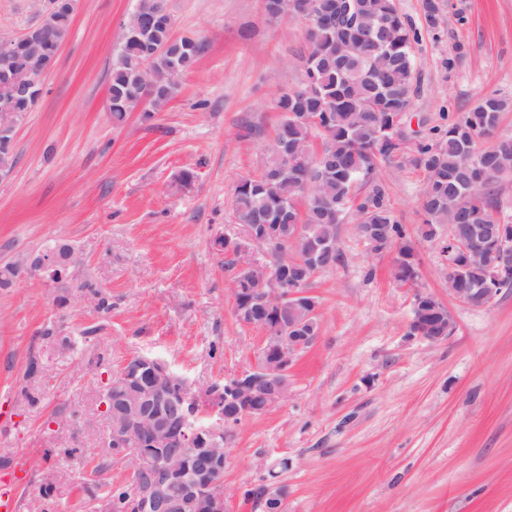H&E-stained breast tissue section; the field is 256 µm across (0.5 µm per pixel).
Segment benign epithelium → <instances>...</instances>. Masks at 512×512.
<instances>
[{
  "mask_svg": "<svg viewBox=\"0 0 512 512\" xmlns=\"http://www.w3.org/2000/svg\"><path fill=\"white\" fill-rule=\"evenodd\" d=\"M62 43L50 44L42 26H33L20 38L0 47V146H14L22 121L11 111L13 89H44V80L53 70ZM232 246L266 248L277 253V237L259 233L251 224L238 225V233L227 236ZM336 247L327 237L310 243L305 258L316 264L317 257ZM74 248L60 240L55 248L30 253L7 263L15 273L14 282L37 280L46 286L75 282L80 263ZM248 270L258 281L255 302L266 313H280L284 302L303 298L309 307L308 317L319 318V305L303 291L288 289L272 264L251 265ZM497 295L495 288H457L448 281V296L474 307L489 304ZM430 298L421 293L414 302L416 338L430 343L447 340L443 335L427 336L422 321L424 306ZM297 325L280 322L276 331L264 329L258 363L228 380L224 391L216 386L195 389L187 379L173 372L162 360L139 354L128 359L107 380L103 395L104 412L110 424L111 440L122 445L119 454L129 480L141 472L152 473L149 486L138 495L137 512H179L190 505L199 512L207 508L202 491L209 490L214 506L225 512L224 470L229 463L227 425L256 417L288 400L290 368L297 355L309 343L307 336H295ZM204 402L210 420L198 425L199 402ZM166 449L158 459L140 450L144 438ZM200 452L199 467L185 473L187 454Z\"/></svg>",
  "mask_w": 512,
  "mask_h": 512,
  "instance_id": "1",
  "label": "benign epithelium"
}]
</instances>
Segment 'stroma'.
Returning a JSON list of instances; mask_svg holds the SVG:
<instances>
[{
	"mask_svg": "<svg viewBox=\"0 0 512 512\" xmlns=\"http://www.w3.org/2000/svg\"><path fill=\"white\" fill-rule=\"evenodd\" d=\"M396 3L419 33L409 137L486 94L512 96V0H444L435 31L422 0ZM135 4L79 0L0 180V265L56 239L82 260L81 284L0 288V486L17 512L35 500L103 512L106 484L125 483V465L104 462L100 401L127 358H162L200 388L253 366L264 336L235 317L211 242L236 233L234 186L267 159L273 98L303 78L304 25L269 18L263 0H166L175 36L206 51L164 110L116 125L110 72ZM47 7L0 0V41ZM378 176L418 253V286L396 284L391 254L367 252L354 220L341 225L343 262L310 285L319 333L292 365L287 403L228 432L227 512H265L250 495L260 487L283 491L281 512H512V290L480 308L449 297L445 258L417 234L422 173L386 162ZM418 289L447 307L446 341L408 336Z\"/></svg>",
	"mask_w": 512,
	"mask_h": 512,
	"instance_id": "stroma-1",
	"label": "stroma"
}]
</instances>
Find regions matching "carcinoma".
<instances>
[{"label": "carcinoma", "instance_id": "cac0c4a2", "mask_svg": "<svg viewBox=\"0 0 512 512\" xmlns=\"http://www.w3.org/2000/svg\"><path fill=\"white\" fill-rule=\"evenodd\" d=\"M302 8L317 0H264L268 15ZM338 9L357 27L347 33L344 22L324 17L306 32L308 56L301 85L284 91L274 100L279 119L273 130L268 158L261 171L237 182L234 187V217L237 224H271L281 238L304 226L308 236L339 237L348 215L357 217L356 228L381 229L375 242L364 241L370 252L381 254L397 248L392 275L402 285H414L419 264L406 230L393 210L386 185L377 178L378 162L402 153L405 140L401 122L411 105V92L419 61L415 51L419 37L396 0H336ZM426 25L439 28L441 0H422ZM49 36H66L72 16L63 11L45 18ZM173 17L165 0H145L131 16L128 35L112 62L109 102L112 120L122 122L131 111V100L142 95L138 70L149 62L154 72L150 90L164 104L176 95L172 72L190 70L206 45L181 38L160 54L154 47L173 35ZM379 31L381 43L369 35ZM41 92L34 90L15 99L20 117L33 110ZM512 108V98L493 92L476 107L439 129L435 136L414 143L406 162L422 171L425 191L420 202V237L445 251L451 245V274L458 288H512V274L476 275L467 268L466 253L490 249L512 237V218L502 214L491 186L512 177V138H500L487 146L482 139L496 126L499 115ZM481 227L504 225V233L492 239L466 238L460 225ZM255 278L244 272L233 277L229 288L236 290L238 320L272 328L269 316L248 314L247 299L256 289ZM434 332L448 326L447 310L422 318ZM106 497L124 512L134 502L132 489L109 485Z\"/></svg>", "mask_w": 512, "mask_h": 512}]
</instances>
